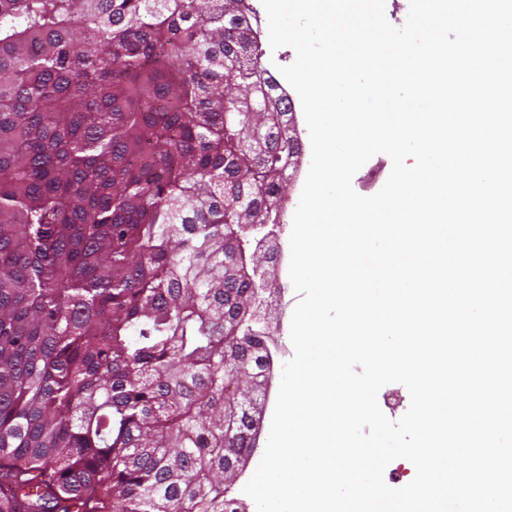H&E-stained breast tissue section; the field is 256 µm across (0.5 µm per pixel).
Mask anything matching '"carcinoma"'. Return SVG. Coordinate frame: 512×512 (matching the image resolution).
Segmentation results:
<instances>
[{
    "label": "carcinoma",
    "instance_id": "obj_1",
    "mask_svg": "<svg viewBox=\"0 0 512 512\" xmlns=\"http://www.w3.org/2000/svg\"><path fill=\"white\" fill-rule=\"evenodd\" d=\"M248 0H0V512H239L302 145Z\"/></svg>",
    "mask_w": 512,
    "mask_h": 512
}]
</instances>
